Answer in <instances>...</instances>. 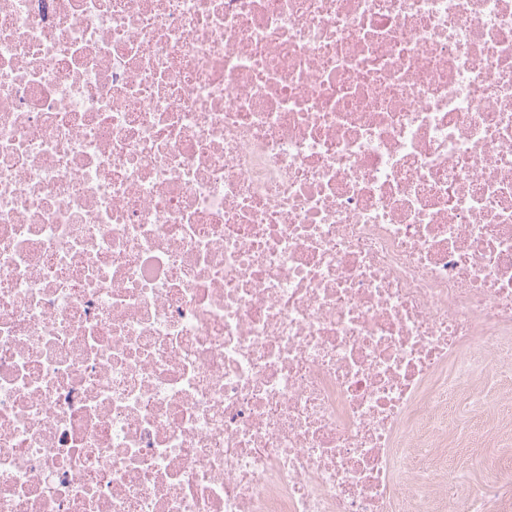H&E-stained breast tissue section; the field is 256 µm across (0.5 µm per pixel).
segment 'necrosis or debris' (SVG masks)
Instances as JSON below:
<instances>
[{"mask_svg":"<svg viewBox=\"0 0 512 512\" xmlns=\"http://www.w3.org/2000/svg\"><path fill=\"white\" fill-rule=\"evenodd\" d=\"M512 0H0V512H512ZM508 416L501 414L497 409H492L488 416H483V423L479 424V427L472 429V432L465 439L469 442L471 448H448V469L463 468L467 470L472 478L476 482L488 480L495 476L499 461L503 460L501 454H511L510 458L512 461V425L511 429L505 425L498 439L500 447L489 446L485 438V422L487 421L491 425L495 426L496 421H501L502 418ZM478 428V429H477ZM502 452V453H501ZM479 455L485 459V467L476 469L471 465L470 456Z\"/></svg>","mask_w":512,"mask_h":512,"instance_id":"obj_1","label":"necrosis or debris"}]
</instances>
